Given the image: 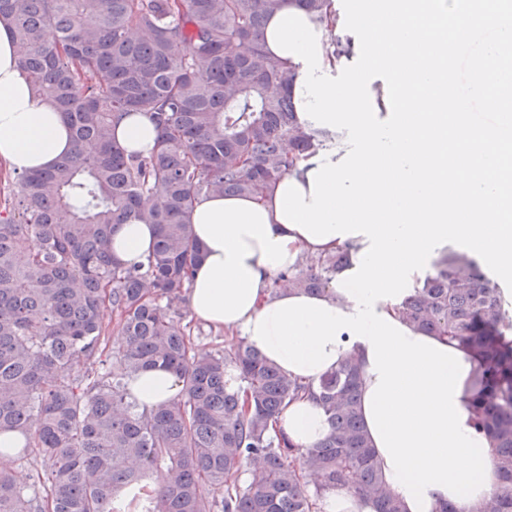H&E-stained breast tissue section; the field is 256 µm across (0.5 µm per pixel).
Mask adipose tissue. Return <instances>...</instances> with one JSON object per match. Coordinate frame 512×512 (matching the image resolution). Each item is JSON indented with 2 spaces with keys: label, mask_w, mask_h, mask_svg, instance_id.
Instances as JSON below:
<instances>
[{
  "label": "adipose tissue",
  "mask_w": 512,
  "mask_h": 512,
  "mask_svg": "<svg viewBox=\"0 0 512 512\" xmlns=\"http://www.w3.org/2000/svg\"><path fill=\"white\" fill-rule=\"evenodd\" d=\"M74 142L60 112L34 97L22 73L14 36L0 21V165L13 173H29L51 166L71 153ZM277 195H211L199 198L189 215L194 238L204 247L195 268L187 304L195 319L214 328L241 332L252 339L256 319L275 303L303 297V290L276 284L281 272L294 268L302 255L325 256L346 252L357 257L362 237L309 242L299 231L277 218ZM156 229L151 224L121 225L112 236V252L121 260L139 261L151 249ZM181 386L172 373L152 369L135 376L130 391L139 409L149 410L171 400ZM274 428L295 445L307 447L325 438L329 423L311 396L291 402Z\"/></svg>",
  "instance_id": "obj_1"
}]
</instances>
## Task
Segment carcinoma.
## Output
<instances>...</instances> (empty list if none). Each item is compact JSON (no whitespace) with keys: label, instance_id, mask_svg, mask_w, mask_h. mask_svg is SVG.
Listing matches in <instances>:
<instances>
[{"label":"carcinoma","instance_id":"1","mask_svg":"<svg viewBox=\"0 0 512 512\" xmlns=\"http://www.w3.org/2000/svg\"><path fill=\"white\" fill-rule=\"evenodd\" d=\"M284 0H0L35 95L53 103L74 152L16 175L0 199V434L26 444L36 480L0 467V512H318L348 488L373 512H402L359 413L350 356L317 390L291 378L241 336L224 352L192 344L179 319L202 247L188 214L202 195L260 196L339 139L298 121L285 63L266 50ZM326 25L328 54L350 56L336 0H295ZM144 112L155 149L115 137ZM152 224V251L112 255L122 224ZM281 275L326 289L345 252ZM405 320L479 358L476 424L494 445L498 482L478 512H512V314L503 289L451 254L400 305ZM117 315L116 336L106 315ZM118 344L116 358L105 345ZM162 368L179 397L141 411L129 380ZM314 394L329 435L301 449L273 429ZM252 466L241 485L243 468ZM214 489L224 497H211Z\"/></svg>","mask_w":512,"mask_h":512}]
</instances>
